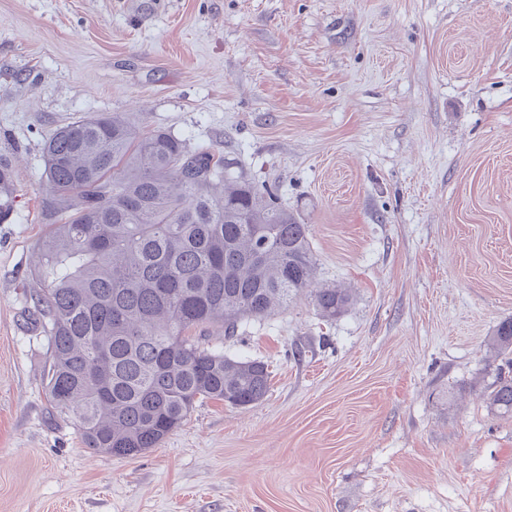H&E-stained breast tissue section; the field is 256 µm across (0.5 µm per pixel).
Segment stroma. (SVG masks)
Wrapping results in <instances>:
<instances>
[{"mask_svg":"<svg viewBox=\"0 0 512 512\" xmlns=\"http://www.w3.org/2000/svg\"><path fill=\"white\" fill-rule=\"evenodd\" d=\"M102 112L276 190L352 294L196 328L266 396L126 458L52 411L28 280L44 143ZM0 157V512H512V0H0ZM14 192L12 165L0 159V222L6 220L13 211ZM351 296L343 288H319L314 293V303L320 316L327 320L335 319L350 304ZM488 400L490 406L497 410L512 413V377L500 375Z\"/></svg>","mask_w":512,"mask_h":512,"instance_id":"obj_1","label":"stroma"}]
</instances>
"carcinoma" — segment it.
<instances>
[{"label": "carcinoma", "instance_id": "carcinoma-1", "mask_svg": "<svg viewBox=\"0 0 512 512\" xmlns=\"http://www.w3.org/2000/svg\"><path fill=\"white\" fill-rule=\"evenodd\" d=\"M52 225L31 267L45 335L46 389L95 453L135 456L179 428L198 401L247 407L269 387L268 365L210 348L188 332L233 337L309 287L308 226L210 150L122 112L80 117L45 145ZM12 165L0 159V222L13 211ZM320 288V316L350 304ZM512 354V319L491 339ZM490 406L512 413V377Z\"/></svg>", "mask_w": 512, "mask_h": 512}]
</instances>
